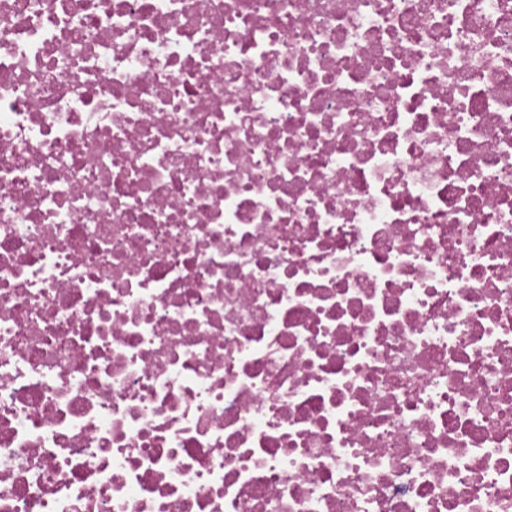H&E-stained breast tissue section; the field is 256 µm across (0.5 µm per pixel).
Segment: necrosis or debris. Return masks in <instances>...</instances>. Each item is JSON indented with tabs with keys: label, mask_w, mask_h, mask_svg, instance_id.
I'll use <instances>...</instances> for the list:
<instances>
[{
	"label": "necrosis or debris",
	"mask_w": 512,
	"mask_h": 512,
	"mask_svg": "<svg viewBox=\"0 0 512 512\" xmlns=\"http://www.w3.org/2000/svg\"><path fill=\"white\" fill-rule=\"evenodd\" d=\"M0 512H512V0H0Z\"/></svg>",
	"instance_id": "necrosis-or-debris-1"
}]
</instances>
